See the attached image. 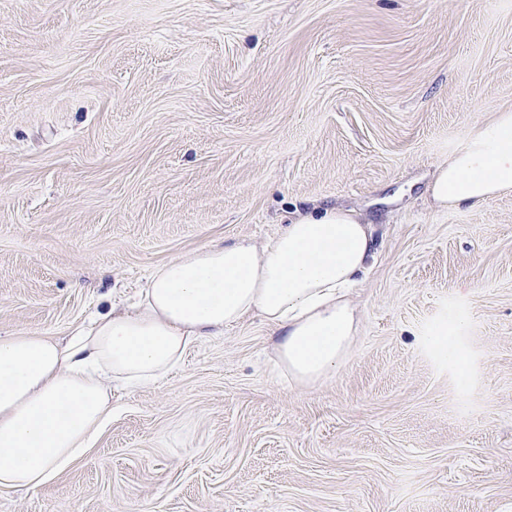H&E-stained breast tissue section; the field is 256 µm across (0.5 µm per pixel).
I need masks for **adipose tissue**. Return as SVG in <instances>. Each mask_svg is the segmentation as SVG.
Here are the masks:
<instances>
[{
    "label": "adipose tissue",
    "instance_id": "ef3b65f1",
    "mask_svg": "<svg viewBox=\"0 0 512 512\" xmlns=\"http://www.w3.org/2000/svg\"><path fill=\"white\" fill-rule=\"evenodd\" d=\"M512 192V109L470 126L431 183L439 209ZM375 258L373 227L351 209L298 214L265 244L211 243L154 268L128 310L69 336H0V488L36 489L84 456L112 419L113 387H146L192 345L248 316L277 334L282 373L308 388L347 358L361 317L351 290Z\"/></svg>",
    "mask_w": 512,
    "mask_h": 512
}]
</instances>
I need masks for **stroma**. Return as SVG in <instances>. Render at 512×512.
<instances>
[{"mask_svg":"<svg viewBox=\"0 0 512 512\" xmlns=\"http://www.w3.org/2000/svg\"><path fill=\"white\" fill-rule=\"evenodd\" d=\"M505 108L512 0H0V336L315 205L379 244L334 378L293 387L248 317L0 512H512V193L426 199Z\"/></svg>","mask_w":512,"mask_h":512,"instance_id":"obj_1","label":"stroma"}]
</instances>
